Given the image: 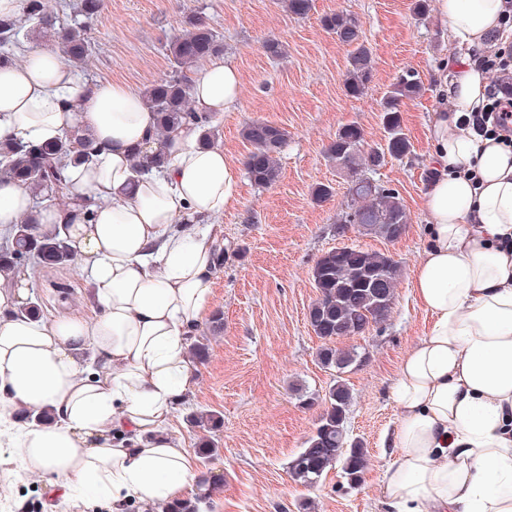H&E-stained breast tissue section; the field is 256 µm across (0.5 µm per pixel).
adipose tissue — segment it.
Listing matches in <instances>:
<instances>
[{"instance_id": "adipose-tissue-1", "label": "adipose tissue", "mask_w": 512, "mask_h": 512, "mask_svg": "<svg viewBox=\"0 0 512 512\" xmlns=\"http://www.w3.org/2000/svg\"><path fill=\"white\" fill-rule=\"evenodd\" d=\"M457 51L438 67L450 103L431 112L426 243L411 288L430 317L402 358L398 420L380 480L386 512H512V146L460 129L485 104L488 76L470 50L505 33V0H436ZM229 59L193 75L196 112L223 116L240 101ZM154 115L143 96L80 79L57 47L26 44L0 68V140L42 143L90 135L93 161L72 168V198L36 210L29 192L0 183V235L30 212L34 232L62 235L94 287L84 311L20 312L31 271L0 286V447L24 451L49 500L74 486L112 512L169 506L194 491L196 456L175 430L194 367L187 350L211 304L224 212L239 197L236 165L202 129L174 130L167 161L133 174L149 154ZM50 425H18L22 409Z\"/></svg>"}]
</instances>
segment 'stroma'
I'll return each mask as SVG.
<instances>
[{
  "instance_id": "1",
  "label": "stroma",
  "mask_w": 512,
  "mask_h": 512,
  "mask_svg": "<svg viewBox=\"0 0 512 512\" xmlns=\"http://www.w3.org/2000/svg\"><path fill=\"white\" fill-rule=\"evenodd\" d=\"M415 3L313 0L311 11L298 17L280 0H103L100 12L86 21L91 65L84 80L112 79L142 91L171 76L168 42L189 17L202 18L223 42L224 57L236 63L243 87L235 109L214 123L216 146L240 167L250 151L241 136L247 122L262 120L288 132L276 183L261 188L248 176L240 178V197L221 220L226 259L209 314L194 334L208 352L196 364L178 429L191 450L198 453L204 440L216 448L213 456L197 458L195 491L210 495L204 512H383L378 486L399 414L392 394L397 367L430 321L410 285L426 237L421 192L430 152L428 118L437 104L435 68L453 50L435 9L420 16ZM338 11L360 19L372 53L371 78L357 98L343 86L349 48L322 25L325 15ZM270 39L283 42V58L267 56ZM407 71L423 85L419 98L400 105L411 151L387 158L369 174L400 194L409 215L405 232L390 241L340 223L351 202L349 185L326 151L348 123L362 128L367 146L383 144L381 102ZM320 183L332 188L322 201L313 197ZM345 245L391 255L401 275L387 319L339 342L361 355L340 377L351 392L348 434L367 450L363 478L351 488L333 469L317 488L307 489L292 481L288 462L340 378L320 364L325 342L308 323L316 298L311 269L323 253ZM56 281L70 283L71 291L53 290ZM30 296L43 300L44 314L68 315L86 307L93 286L74 264L50 272L48 280H34ZM201 411L218 415L219 425L195 426L190 417ZM23 464L22 449L0 450V512H47L42 482L27 475Z\"/></svg>"
}]
</instances>
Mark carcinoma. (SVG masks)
I'll list each match as a JSON object with an SVG mask.
<instances>
[{
    "label": "carcinoma",
    "instance_id": "obj_1",
    "mask_svg": "<svg viewBox=\"0 0 512 512\" xmlns=\"http://www.w3.org/2000/svg\"><path fill=\"white\" fill-rule=\"evenodd\" d=\"M24 21L36 39L58 45L67 61L84 68L90 55L85 27L74 23L56 27L48 0H26ZM324 28L339 42L351 47L347 56L344 88L348 95L364 94L372 71L371 52L361 40V24L357 16L338 11L325 16ZM20 30L18 21L0 18V64L12 61L9 45ZM175 74L161 79L145 92V100L156 116L155 140L163 143L168 134L186 124L204 127L202 144L210 145L214 131L207 128L208 117L193 111L189 103L191 79L187 74L196 63L222 52L213 30L200 18L189 21L183 34L168 45ZM422 85L407 73L394 82L384 97L381 123L385 132L382 148L366 149L362 129L347 124L339 129L327 151V158L347 178L353 205L341 217L344 224H363L364 231L387 240L399 238L409 223V216L399 193L376 186L365 178L366 172L385 162L386 156L402 158L410 153V142L400 123L399 103L420 96ZM242 137L252 150L246 157L245 169L250 180L259 187L269 186L280 176V155L288 140V131L274 124L254 120L242 128ZM94 146L83 139L73 143L60 139L52 143L33 144L22 140L0 142V178L25 185L40 199L53 188L59 194L70 190L68 161L86 162ZM36 215L24 216L12 238L0 248V273H8L17 265L34 264L40 271L67 266L71 252L66 242L55 236L39 238L32 233ZM400 265L387 253L343 246L321 255L312 268V282L317 297L311 304L308 322L312 331L329 343L359 335L370 324H378L388 316L395 298ZM319 361L337 375L348 372L358 362L354 348L326 346ZM351 393L339 380L329 390L327 409L314 430L289 462L291 479L314 488L332 468H339L349 487L357 486L366 467V450L349 438L346 419Z\"/></svg>",
    "mask_w": 512,
    "mask_h": 512
}]
</instances>
